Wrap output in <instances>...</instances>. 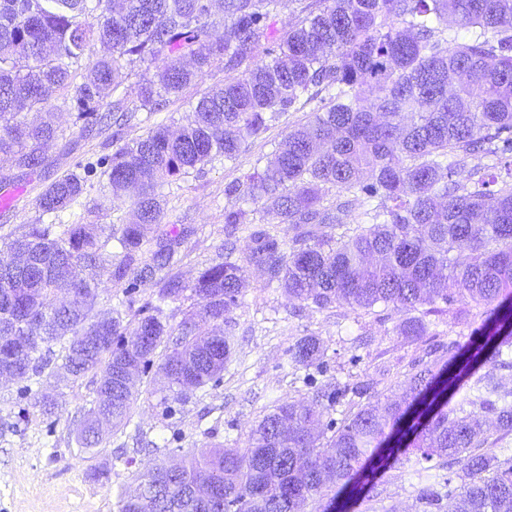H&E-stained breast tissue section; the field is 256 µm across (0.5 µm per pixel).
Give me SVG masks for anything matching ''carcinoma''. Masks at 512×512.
Masks as SVG:
<instances>
[{"label": "carcinoma", "instance_id": "obj_1", "mask_svg": "<svg viewBox=\"0 0 512 512\" xmlns=\"http://www.w3.org/2000/svg\"><path fill=\"white\" fill-rule=\"evenodd\" d=\"M215 2L0 0V156L42 176L43 147L61 135L53 100L81 129L112 131L114 146L75 161L38 194L35 222L3 237L12 258H0V365L29 380L59 361L75 381L92 376L77 433L87 448L99 443V416L130 424L155 369L178 402L222 385L235 347L224 315L242 304L251 266L301 305L404 312L393 333L405 339L438 335L429 315L472 303L494 332L412 362L401 399L338 419L341 400L370 384L319 385L308 373L311 403H275L246 447L158 464L139 486L165 490L156 512L168 502L176 512H305L310 502L347 512L336 498L374 488L386 446L394 464L416 456L423 512H442L446 499L455 512H512V456L483 451L486 416L512 432V394L494 374L512 368V332L501 334L512 327V0H222L219 19ZM290 2L295 21L282 32L276 17ZM95 41L110 55L91 58ZM219 61L224 85L195 96L178 133L160 123L125 139L136 113L167 111ZM311 103L263 166L224 187V242L185 282L192 230L163 223L162 188L215 160L235 164L247 140ZM32 110L37 123L25 120ZM93 177L138 190L118 237L60 222ZM249 203L263 224L249 221ZM348 224L337 237L322 231ZM105 274L117 304L100 320ZM169 302L186 305L175 325ZM102 322L111 339L83 353L80 337ZM288 353L297 368L327 366L318 336ZM462 389L464 416L444 398ZM195 487L209 489L207 504L188 496Z\"/></svg>", "mask_w": 512, "mask_h": 512}]
</instances>
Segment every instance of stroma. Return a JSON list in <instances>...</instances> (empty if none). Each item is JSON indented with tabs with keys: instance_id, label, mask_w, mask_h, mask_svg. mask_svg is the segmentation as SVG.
Wrapping results in <instances>:
<instances>
[{
	"instance_id": "obj_1",
	"label": "stroma",
	"mask_w": 512,
	"mask_h": 512,
	"mask_svg": "<svg viewBox=\"0 0 512 512\" xmlns=\"http://www.w3.org/2000/svg\"><path fill=\"white\" fill-rule=\"evenodd\" d=\"M309 116L306 107L288 113L264 140L246 144L236 165L216 161L172 185L165 207L167 223L199 228L184 244L187 257L180 273L186 282L195 280L224 239L225 184L252 170L259 157L269 156L274 145ZM58 117L63 136L44 149L51 162L46 178L24 180L25 192L16 206L0 212V236L34 223V200L44 181L54 180L70 166L63 153L65 141L78 142L92 159L109 140L105 132L82 137L67 112H59ZM134 198L131 189L113 193L94 185L70 220L108 224L113 232H120L130 219ZM441 319L444 336L440 339L462 345L478 335L483 321L480 308L463 303L442 313ZM395 323V318L381 321L342 304L328 309L300 305L283 290L266 287L261 272L250 269L243 305L224 317L225 326L236 337V355L224 369L223 386L196 392L168 417L161 402L168 393L167 380L163 373H153L140 387L131 425L105 430L101 442L89 451L75 440L92 399L89 380L73 381L58 369L36 384L38 397L53 403L59 417L50 434L38 409L20 416V381L0 377V512H119V491L133 492L137 475L160 458L159 452L140 444L142 431L151 438L164 429L181 434L180 448L167 455L171 461L217 440L228 449L245 447L252 427L276 400L310 398V390L301 382L303 370L288 363L289 347L303 336L314 335L324 342L329 362L325 382L354 385L367 381L372 397L396 394L409 364L440 339L404 340L395 335ZM412 471L408 461L378 471L374 478L378 497L360 498L354 512H421L412 488Z\"/></svg>"
}]
</instances>
